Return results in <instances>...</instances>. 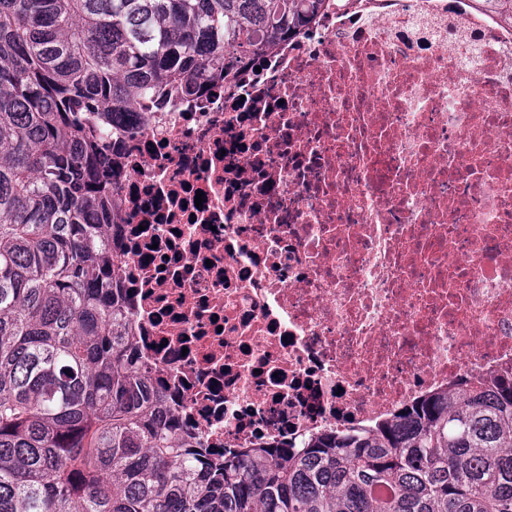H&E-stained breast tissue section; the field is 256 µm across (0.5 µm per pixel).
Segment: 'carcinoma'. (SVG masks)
Returning <instances> with one entry per match:
<instances>
[{
	"label": "carcinoma",
	"mask_w": 512,
	"mask_h": 512,
	"mask_svg": "<svg viewBox=\"0 0 512 512\" xmlns=\"http://www.w3.org/2000/svg\"><path fill=\"white\" fill-rule=\"evenodd\" d=\"M323 0H0V512H512V370L302 448L193 446L109 273L118 118Z\"/></svg>",
	"instance_id": "obj_1"
}]
</instances>
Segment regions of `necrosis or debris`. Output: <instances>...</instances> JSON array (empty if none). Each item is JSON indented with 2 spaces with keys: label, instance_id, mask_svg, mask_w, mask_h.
<instances>
[{
  "label": "necrosis or debris",
  "instance_id": "4bbe7bcc",
  "mask_svg": "<svg viewBox=\"0 0 512 512\" xmlns=\"http://www.w3.org/2000/svg\"><path fill=\"white\" fill-rule=\"evenodd\" d=\"M121 128L113 285L213 458L512 366V25L495 13L324 0L256 66Z\"/></svg>",
  "mask_w": 512,
  "mask_h": 512
}]
</instances>
